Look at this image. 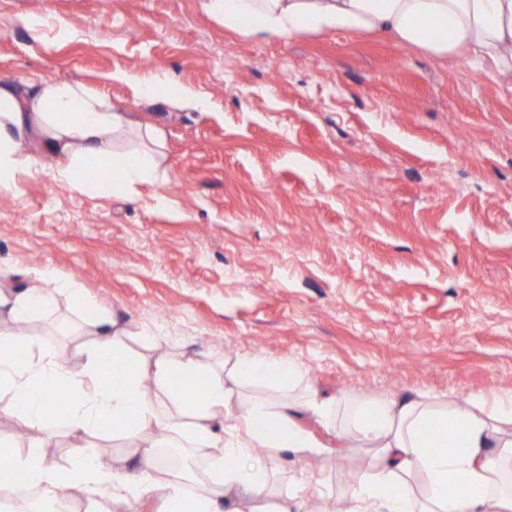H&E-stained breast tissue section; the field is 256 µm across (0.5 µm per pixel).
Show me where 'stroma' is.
<instances>
[{"label": "stroma", "instance_id": "1", "mask_svg": "<svg viewBox=\"0 0 512 512\" xmlns=\"http://www.w3.org/2000/svg\"><path fill=\"white\" fill-rule=\"evenodd\" d=\"M0 0V83L82 84L153 122L164 175L78 188L56 158L0 192V289L74 281L34 319L81 362L85 305L221 363L289 360L340 405L512 392V94L465 62L371 35L257 41L202 0ZM168 77L143 98L117 72ZM304 512L347 501L369 463L261 455Z\"/></svg>", "mask_w": 512, "mask_h": 512}]
</instances>
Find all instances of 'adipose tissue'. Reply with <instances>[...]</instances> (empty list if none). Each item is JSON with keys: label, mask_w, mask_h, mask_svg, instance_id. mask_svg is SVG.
<instances>
[{"label": "adipose tissue", "mask_w": 512, "mask_h": 512, "mask_svg": "<svg viewBox=\"0 0 512 512\" xmlns=\"http://www.w3.org/2000/svg\"><path fill=\"white\" fill-rule=\"evenodd\" d=\"M209 8L227 28L257 38L380 34L437 60L462 59L490 75H512V0H209ZM25 140L62 159L60 175L82 189H100L98 163L115 171L116 193L157 178L161 168L159 129L113 111L78 84L44 79L22 90L0 84V192L35 163L19 152ZM39 280L16 295L0 292L12 321L0 331V410L40 433L10 457L24 478L23 493L42 500L72 493L86 512L127 508L151 491L156 512H218L225 499L244 503L243 512H301L296 493H271L274 475L251 461V449L302 454L353 437L373 455L346 512H512V393L492 406L476 395L463 409L427 394L379 398L353 405L341 424L332 399L309 392L275 401L256 396L243 405L242 426H226L223 418L239 405L237 384L293 387L301 380L298 367L256 356L227 373L193 354L134 358L123 332L99 315L82 366L71 365L43 349L29 325L77 287L49 271ZM57 386L73 394L60 409L53 402ZM307 417L325 437L305 427ZM61 426L80 438L62 466L47 455ZM112 432L126 439V448L108 464L89 455L85 437ZM167 447L205 458V474L174 470Z\"/></svg>", "instance_id": "ef3b65f1"}]
</instances>
